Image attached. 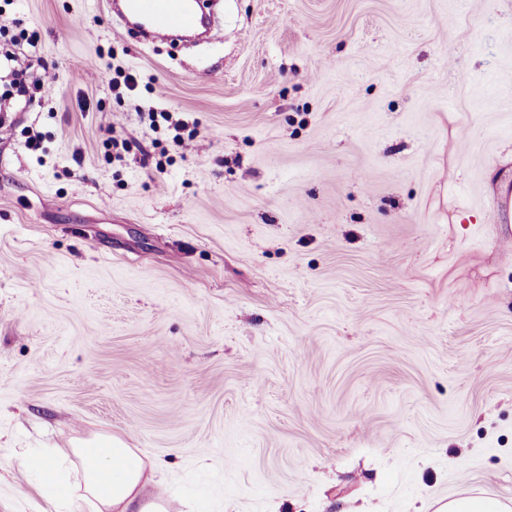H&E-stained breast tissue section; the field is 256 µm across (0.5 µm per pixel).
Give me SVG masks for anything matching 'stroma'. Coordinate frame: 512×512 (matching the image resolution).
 I'll use <instances>...</instances> for the list:
<instances>
[{"label":"stroma","instance_id":"35a3bbf8","mask_svg":"<svg viewBox=\"0 0 512 512\" xmlns=\"http://www.w3.org/2000/svg\"><path fill=\"white\" fill-rule=\"evenodd\" d=\"M219 10L188 46L0 5L55 77L0 128V512H58L26 460L96 435L171 512L512 501V0ZM142 121H148L149 127L156 131L161 128L160 122L165 124L166 129L173 133V142L182 148L188 147L190 144L183 137V132L189 128V122L179 116H174L173 112H166L161 109L151 107L148 112H138ZM161 120V121H160Z\"/></svg>","mask_w":512,"mask_h":512}]
</instances>
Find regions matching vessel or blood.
Listing matches in <instances>:
<instances>
[{
    "instance_id": "b4317fda",
    "label": "vessel or blood",
    "mask_w": 512,
    "mask_h": 512,
    "mask_svg": "<svg viewBox=\"0 0 512 512\" xmlns=\"http://www.w3.org/2000/svg\"><path fill=\"white\" fill-rule=\"evenodd\" d=\"M107 8L113 21L137 30L145 41H166L196 29L215 37L221 33L211 16L198 12L191 0H108Z\"/></svg>"
}]
</instances>
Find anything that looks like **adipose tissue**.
<instances>
[{
  "instance_id": "1",
  "label": "adipose tissue",
  "mask_w": 512,
  "mask_h": 512,
  "mask_svg": "<svg viewBox=\"0 0 512 512\" xmlns=\"http://www.w3.org/2000/svg\"><path fill=\"white\" fill-rule=\"evenodd\" d=\"M71 464L81 474L82 485L77 491L57 479L58 473ZM26 465L55 485L63 498L77 502L83 512H168L164 502L147 493L154 465L115 436L79 441L68 457L48 448L29 457Z\"/></svg>"
}]
</instances>
